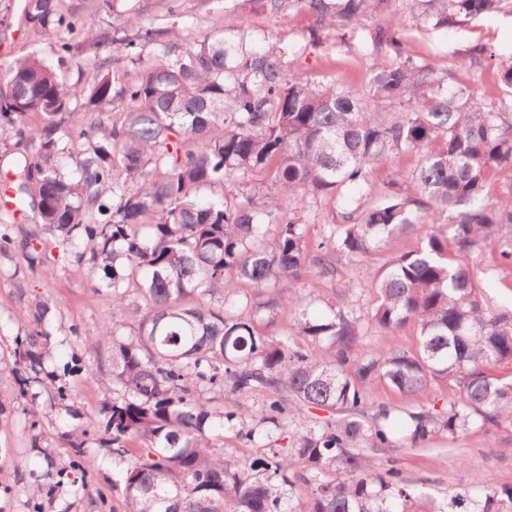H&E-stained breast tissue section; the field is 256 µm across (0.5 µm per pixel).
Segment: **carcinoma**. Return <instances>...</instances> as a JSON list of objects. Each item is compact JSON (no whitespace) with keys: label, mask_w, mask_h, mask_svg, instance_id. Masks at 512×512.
I'll list each match as a JSON object with an SVG mask.
<instances>
[{"label":"carcinoma","mask_w":512,"mask_h":512,"mask_svg":"<svg viewBox=\"0 0 512 512\" xmlns=\"http://www.w3.org/2000/svg\"><path fill=\"white\" fill-rule=\"evenodd\" d=\"M260 2L285 20L311 15L313 41L330 26L373 22L374 41L391 60L370 68L361 93L314 83L287 67L277 41L249 30L190 38L134 13L99 28L92 15L62 13L56 0H21L28 29L55 34L57 50L54 65L37 50L14 58L0 89V129L11 128L19 154L10 188L78 272L103 271L100 286L114 306L132 289L143 302L133 336L114 327L88 343L97 351L112 337L120 396L104 409L109 451L118 459L139 453L116 485L123 512H296L284 508L296 479L310 512H407L415 484L362 454L394 447V409L381 405L365 420L374 383L405 401L440 383L452 390L439 414L424 406L408 413L404 439L413 447L472 425L512 427V312L484 298L470 264L499 225L512 224V93L487 102L471 86L448 90L451 73L407 54L400 26L407 16L446 30L509 0ZM147 46L153 57L133 75L99 66L92 80L70 84L58 73L75 49L94 61L114 50L134 62ZM466 55L471 69L493 59L483 46ZM493 77L512 90V61ZM30 115L41 126L28 125ZM390 154L417 163L393 172L374 200V167ZM254 173L264 175L265 201L256 202V191L228 199L226 185ZM493 180L508 202L484 196ZM313 199L343 209V223L314 250L306 241ZM431 212L445 218L446 231L373 270L372 321L382 329L414 323L415 349L358 355L348 315L316 317L304 304L302 272L316 267L310 292L318 293L336 255L378 251ZM271 224L278 234L269 244ZM283 280L293 292L270 293ZM244 283L267 301L241 298ZM265 308L288 312L296 335L312 344L260 332ZM47 346L43 331L27 336L21 381L48 379L45 391L63 402L65 384L45 371ZM226 386L266 396L264 427L239 430L264 442L248 462L210 438L214 419L232 426L248 416L211 409L206 394ZM313 409L329 417H313ZM285 428L296 439L283 452L273 443ZM511 509L512 485L490 478L482 494L451 490L431 512Z\"/></svg>","instance_id":"obj_1"}]
</instances>
